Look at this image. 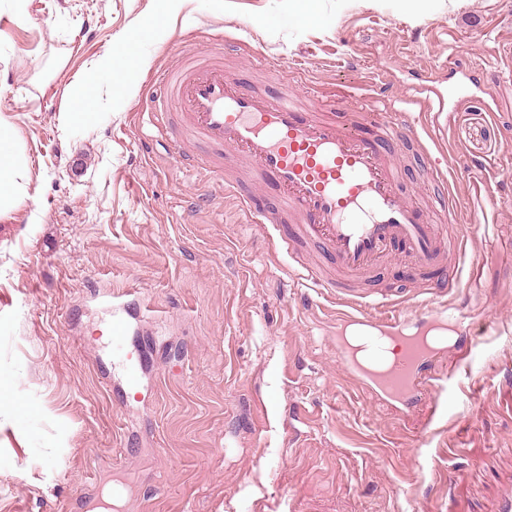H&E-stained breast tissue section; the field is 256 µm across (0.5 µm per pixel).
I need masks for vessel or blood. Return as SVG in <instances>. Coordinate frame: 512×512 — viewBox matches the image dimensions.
<instances>
[{
	"mask_svg": "<svg viewBox=\"0 0 512 512\" xmlns=\"http://www.w3.org/2000/svg\"><path fill=\"white\" fill-rule=\"evenodd\" d=\"M387 83L384 77L372 82L368 103L355 111L308 109L298 93L267 95L225 76L222 57L208 52L164 70L141 110L176 164L202 174L222 170L228 157L247 165L251 189L228 180L224 195L251 223L294 224L296 239L317 244L347 273L371 267L398 245L414 271H441V287L451 288L455 279L445 272V258L462 239L401 189L396 160L402 148H414L426 162L429 183L440 191L439 207H455L446 171L430 161L432 149L442 146L439 118L448 103L419 85L406 94L404 108L390 111L378 94ZM268 186L275 188L279 204L258 209L255 193ZM288 273L307 287L331 292L340 308L338 360L386 402L412 408L426 390L424 369L434 357L443 351L452 362L465 357L460 347L440 349L428 336L436 323L454 320L446 306H428L425 317L413 323L402 312L406 294L373 296L340 281L323 282L314 271L294 265ZM351 326L364 329L366 360L357 358L345 336Z\"/></svg>",
	"mask_w": 512,
	"mask_h": 512,
	"instance_id": "obj_1",
	"label": "vessel or blood"
}]
</instances>
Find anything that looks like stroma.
Masks as SVG:
<instances>
[{
	"mask_svg": "<svg viewBox=\"0 0 512 512\" xmlns=\"http://www.w3.org/2000/svg\"><path fill=\"white\" fill-rule=\"evenodd\" d=\"M289 0H0V119L30 161L26 192L0 214V512H493L512 484V0H438L430 16L397 0H320L322 24ZM140 26L147 62L105 91L96 120L61 124L77 76ZM216 49L224 73L277 93L268 65L298 74L314 103L359 106L371 71L390 97L423 76L467 85L438 160L463 237L443 296L467 357L436 358V396L412 409L373 399L341 369L337 306L288 278L221 195L228 159L200 182L139 118L154 75ZM498 166L481 195L466 160ZM393 248L355 285L428 295ZM127 322L112 348L104 330ZM135 372L136 389L126 375ZM133 443L134 456L121 448ZM92 489L76 502L74 489Z\"/></svg>",
	"mask_w": 512,
	"mask_h": 512,
	"instance_id": "stroma-1",
	"label": "stroma"
}]
</instances>
